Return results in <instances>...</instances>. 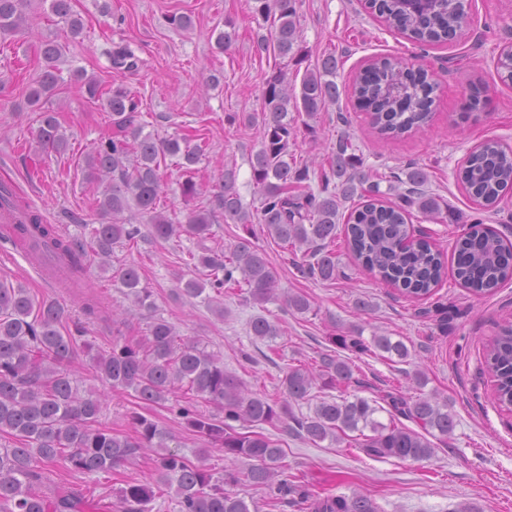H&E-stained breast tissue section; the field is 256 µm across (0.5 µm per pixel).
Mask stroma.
<instances>
[{
    "instance_id": "35a3bbf8",
    "label": "stroma",
    "mask_w": 512,
    "mask_h": 512,
    "mask_svg": "<svg viewBox=\"0 0 512 512\" xmlns=\"http://www.w3.org/2000/svg\"><path fill=\"white\" fill-rule=\"evenodd\" d=\"M84 22L74 36L56 24L49 10L35 9L20 33L0 39V78L8 87L0 93V182L11 183L34 210L67 234L87 238L88 225L98 223L92 204L93 188L83 179V160L112 126V115L101 103L86 99L77 86L59 90L50 106L68 136L64 153L34 157L33 133L39 110L28 103L29 87L41 69L38 48L42 40L58 37L67 44L66 66L110 81L107 52L121 42L133 43L141 67L126 74L124 82L141 101L139 118L145 132L165 140L193 129L201 130L208 147L196 169L195 198L182 195L183 177L175 157L162 161L166 184L162 204L176 221H185L191 209L208 205L222 188V173L235 172V189L244 208L256 212L260 192L252 180L250 160L259 149L263 132L262 89L265 77L281 69L292 84H300L307 70L335 54L338 97L315 118L299 116L293 147L297 162L320 168L347 135L368 174L379 175L388 188L393 175L420 166L429 177L430 190L448 203L444 218L434 222L412 213L413 235L426 238L452 257L455 241L475 220L512 242V188L492 210L480 209L456 180V172L472 147L495 139L512 146V83L498 67L503 46L512 42V0H472L468 36L460 42L424 46L383 26L366 0H300L297 6L299 45L296 57L281 58L258 52L257 39L269 35L271 24L255 15L251 0H72ZM186 13L192 25L179 29L168 15ZM233 23L236 39L226 51L216 48V37ZM375 55H394L427 71L434 85L430 122L417 133L386 139L371 127L348 90L354 74ZM218 83H209L210 75ZM248 113L252 122L231 121V114ZM140 229L136 245L121 243L112 249L113 265L136 263L154 291L156 313L172 323L179 336L202 343L217 353L225 371L235 375L251 392L279 396L283 368L314 364L321 354L349 358L357 385L352 394L373 399L398 390L411 396L437 395L447 400L455 428L447 441H434L427 461L391 458L376 461L348 442L312 444L285 436L282 424H265L267 436L282 440L288 473L310 494L324 492L367 495L381 512H450L470 504L478 512H512V408L495 400V379L487 369L486 346L501 326L512 323V280L493 293L477 296L447 276L431 297L415 300L363 270L337 244L342 271L335 282L296 278L289 252L264 232L256 242L266 252L283 295H306L311 313L290 312L282 299L264 306L246 302L241 292L221 296L225 318L211 310L208 297L188 298L176 290L189 277L188 254L196 241L181 236L155 241L145 217L135 216ZM29 288L37 298L60 301L69 309L66 327L83 324L95 347L111 346L115 330L128 326L132 335L146 333L148 320L130 311V302L110 274L101 272L95 255L87 257L86 279L92 290L107 292L112 318L100 321L82 310L78 295L50 285L45 273L34 271L0 239V277ZM371 308L360 312L357 299ZM264 315L281 329L273 342L254 339L249 332L253 316ZM361 330L363 339L385 334L403 340L408 362L398 363L371 353L343 348L337 339ZM258 364L249 365L243 353ZM70 368L85 388L101 391L103 418L122 433L128 432L127 412L132 392L111 391L93 377L85 353H78ZM422 371L426 382L417 386L410 374ZM154 454L143 450L125 461L110 477L101 479L97 492L116 495L125 481L149 480L154 475ZM208 466L232 469L239 481L232 491L243 498L250 512H306L303 503L271 507L266 491L246 479L250 460L225 459L212 450Z\"/></svg>"
}]
</instances>
